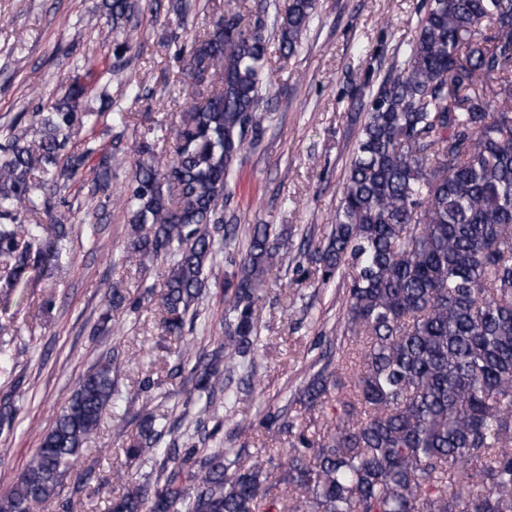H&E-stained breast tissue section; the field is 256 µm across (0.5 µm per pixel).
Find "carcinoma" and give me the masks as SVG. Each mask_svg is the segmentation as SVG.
<instances>
[{"label":"carcinoma","mask_w":512,"mask_h":512,"mask_svg":"<svg viewBox=\"0 0 512 512\" xmlns=\"http://www.w3.org/2000/svg\"><path fill=\"white\" fill-rule=\"evenodd\" d=\"M112 31L138 0H103ZM315 14V0H290L274 31L281 57L293 56ZM489 22L495 33L481 37ZM270 35L261 18L242 25L221 16L195 40L186 67L211 90L142 139L118 202L129 215L124 262L148 269L166 261L153 301L167 335L183 342L201 316L224 190L245 145L263 132L261 77ZM99 105L73 84L39 112L38 136L23 129L0 144V257L6 284L56 265L45 225L22 217L51 210L95 163L94 210L112 203L118 155L94 137L68 150L76 128L128 114L112 111L111 85L131 93L119 68L105 71ZM366 120L326 239L309 253L328 282L347 279L344 338L336 371L322 368L299 392L312 414L335 403L318 433L292 419L264 425L288 436L277 477L250 454L178 447L166 416L141 406L131 460L150 465L108 512H512V0H422L416 34L365 103ZM173 135V154L156 163V142ZM245 252L227 253L224 344L210 352L177 349L176 371L191 365L193 392L206 400L196 424L224 391V361L254 349V306L284 246L269 224L248 228ZM117 368L93 366L58 408L49 430L0 512H39L71 476L87 436L122 400ZM16 392L0 398V429L19 413Z\"/></svg>","instance_id":"1"}]
</instances>
